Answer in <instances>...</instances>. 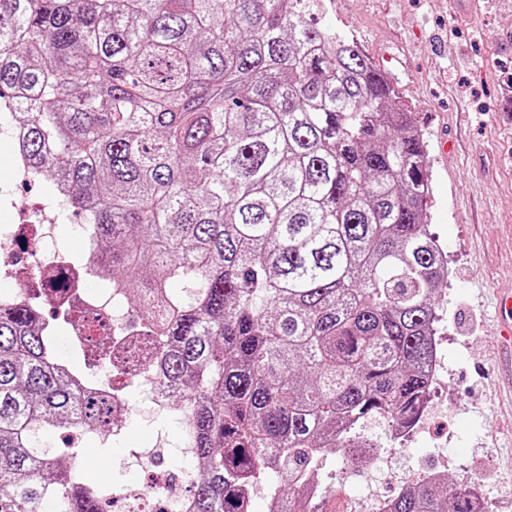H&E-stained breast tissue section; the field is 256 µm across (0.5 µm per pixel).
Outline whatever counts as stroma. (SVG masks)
<instances>
[{
  "label": "stroma",
  "instance_id": "1",
  "mask_svg": "<svg viewBox=\"0 0 512 512\" xmlns=\"http://www.w3.org/2000/svg\"><path fill=\"white\" fill-rule=\"evenodd\" d=\"M325 22L371 60L388 53L408 66L398 90L427 145V221L450 274L437 295L448 341L432 386L436 411L398 450L368 424L383 466L327 456L322 487L389 498L418 470L444 463L450 479L480 488L493 512H512V348L495 330L496 294L512 292V0H481L473 16L461 0H333ZM132 391L137 412L112 451L116 483L141 479L127 449L180 445L181 410L156 412L148 393Z\"/></svg>",
  "mask_w": 512,
  "mask_h": 512
}]
</instances>
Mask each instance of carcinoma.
<instances>
[{
	"mask_svg": "<svg viewBox=\"0 0 512 512\" xmlns=\"http://www.w3.org/2000/svg\"><path fill=\"white\" fill-rule=\"evenodd\" d=\"M323 0H0V108L21 163L112 244L98 274L139 299L140 363L179 396L200 478L189 512H318L327 454L366 461L365 422L410 427L430 391L448 278L423 205L422 137L399 92ZM183 284L181 294L168 284ZM30 299L0 308V512H98L79 450L112 401L57 359ZM385 512H479L457 481L415 483Z\"/></svg>",
	"mask_w": 512,
	"mask_h": 512,
	"instance_id": "obj_1",
	"label": "carcinoma"
}]
</instances>
